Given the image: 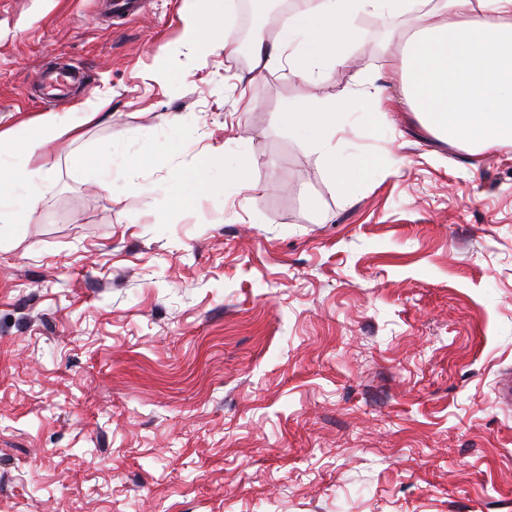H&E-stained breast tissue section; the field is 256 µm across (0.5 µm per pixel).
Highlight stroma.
<instances>
[{
    "instance_id": "stroma-1",
    "label": "stroma",
    "mask_w": 512,
    "mask_h": 512,
    "mask_svg": "<svg viewBox=\"0 0 512 512\" xmlns=\"http://www.w3.org/2000/svg\"><path fill=\"white\" fill-rule=\"evenodd\" d=\"M203 6L0 0V130L81 124L0 236V512H512V144L430 133L376 24L317 89L391 99L345 198L278 120L304 85L186 43ZM60 64L90 90L45 97ZM222 162L224 165V169H226L224 164V159L221 158L217 154H205L201 159H198L193 165L189 168L184 169V171L192 176L193 180L203 189L214 192L215 189L212 184L208 181L207 173L213 167L217 166Z\"/></svg>"
}]
</instances>
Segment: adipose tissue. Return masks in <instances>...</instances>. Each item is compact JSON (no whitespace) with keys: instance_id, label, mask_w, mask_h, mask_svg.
Listing matches in <instances>:
<instances>
[{"instance_id":"adipose-tissue-1","label":"adipose tissue","mask_w":512,"mask_h":512,"mask_svg":"<svg viewBox=\"0 0 512 512\" xmlns=\"http://www.w3.org/2000/svg\"><path fill=\"white\" fill-rule=\"evenodd\" d=\"M206 8L183 19L185 39L201 52H238L225 33L231 0H206ZM401 20V75L405 97L425 127L453 145L478 153L512 143V0H309L291 14L272 39L257 38L249 54L254 72L283 71L286 78L317 87L334 67L351 59L364 37L359 20ZM358 103L342 96L325 102L315 95L287 101L280 122L320 154L329 184L345 197L358 190L356 175L370 168L367 158L345 162L333 144ZM65 118L41 120L0 132L15 142L11 160H0V231L22 215L11 202L16 186L37 200L48 169L31 167L57 132L71 129Z\"/></svg>"}]
</instances>
